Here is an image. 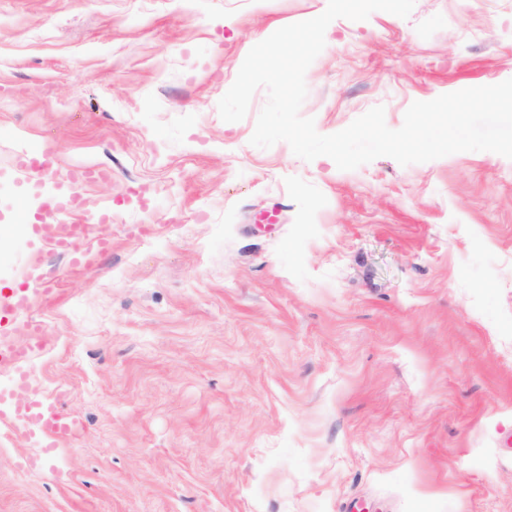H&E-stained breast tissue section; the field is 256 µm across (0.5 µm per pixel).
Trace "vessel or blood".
I'll return each instance as SVG.
<instances>
[{"label":"vessel or blood","mask_w":512,"mask_h":512,"mask_svg":"<svg viewBox=\"0 0 512 512\" xmlns=\"http://www.w3.org/2000/svg\"><path fill=\"white\" fill-rule=\"evenodd\" d=\"M87 173L75 171L68 183L60 190L56 213H65L82 208V186ZM87 227L83 224H37L33 227L34 234L44 238L52 250L71 256L74 264L83 265L87 255L81 249V242ZM43 348V339L39 336L29 337L22 346H14L0 337V364L9 366L14 371V387L29 393V401L24 405L7 402L5 395H0V422L21 426L28 436L42 448L50 452L61 442L72 438L78 428L77 421L63 412L49 398L37 389L31 388L32 373L28 364L32 357Z\"/></svg>","instance_id":"vessel-or-blood-1"}]
</instances>
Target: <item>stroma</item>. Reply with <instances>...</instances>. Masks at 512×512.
<instances>
[{
    "label": "stroma",
    "mask_w": 512,
    "mask_h": 512,
    "mask_svg": "<svg viewBox=\"0 0 512 512\" xmlns=\"http://www.w3.org/2000/svg\"><path fill=\"white\" fill-rule=\"evenodd\" d=\"M327 5L0 0V224L81 167L67 221L110 242L81 269L0 244V336H43L38 388L82 423L47 456L0 426V512H512V159L341 170L251 145L265 89L219 114ZM508 79L512 0H416L332 21L300 114L397 129Z\"/></svg>",
    "instance_id": "1"
}]
</instances>
